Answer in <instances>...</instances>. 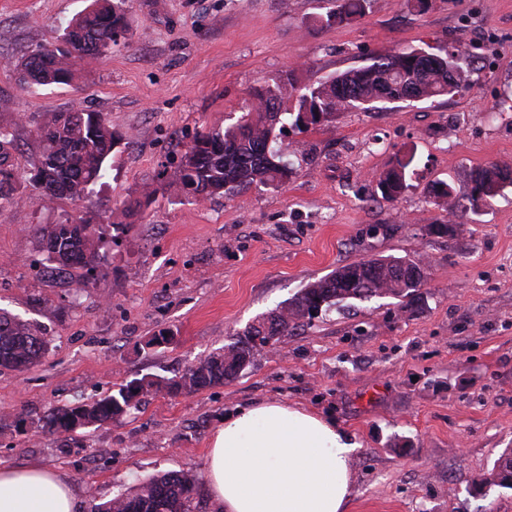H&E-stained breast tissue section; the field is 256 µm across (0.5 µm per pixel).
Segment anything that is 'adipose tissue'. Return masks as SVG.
Listing matches in <instances>:
<instances>
[{"label":"adipose tissue","instance_id":"1","mask_svg":"<svg viewBox=\"0 0 512 512\" xmlns=\"http://www.w3.org/2000/svg\"><path fill=\"white\" fill-rule=\"evenodd\" d=\"M355 441L334 421L284 401L238 410L212 434L206 491L218 512H347ZM62 473L0 468V512H79Z\"/></svg>","mask_w":512,"mask_h":512}]
</instances>
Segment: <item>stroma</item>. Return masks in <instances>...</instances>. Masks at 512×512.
<instances>
[{
  "instance_id": "obj_1",
  "label": "stroma",
  "mask_w": 512,
  "mask_h": 512,
  "mask_svg": "<svg viewBox=\"0 0 512 512\" xmlns=\"http://www.w3.org/2000/svg\"><path fill=\"white\" fill-rule=\"evenodd\" d=\"M90 2L0 0V124L16 125L22 165L36 160L43 115L77 102L118 137L94 200L0 209V308L49 339L41 364L0 371V467L64 472L90 512L153 475L204 480L225 416L280 399L354 436L349 512H512V488L483 495L472 483L512 448V184L453 220L428 194L438 181L465 188L479 167L512 169V111H490L512 88V0H432L423 14L373 0L363 18L330 27L314 19L333 0H133L127 43L73 86L20 87L15 58ZM409 47L456 51L469 88L289 129L286 186L202 204L166 192L195 133L239 117L280 71L305 87ZM409 149L410 189L383 197L377 176ZM147 183L155 195L129 212ZM65 219L88 221L108 243L90 286L42 273L36 230ZM379 257L423 265L418 308L391 296L347 301L260 348L233 382L151 390L74 439L37 437L51 407L179 376L310 283ZM162 330L175 342L149 345Z\"/></svg>"
}]
</instances>
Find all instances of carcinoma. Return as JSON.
I'll return each mask as SVG.
<instances>
[{"label": "carcinoma", "mask_w": 512, "mask_h": 512, "mask_svg": "<svg viewBox=\"0 0 512 512\" xmlns=\"http://www.w3.org/2000/svg\"><path fill=\"white\" fill-rule=\"evenodd\" d=\"M335 8L315 19L320 25L352 22L363 17L371 0H335ZM125 0H92L85 11L70 19L63 34L21 56L14 64L20 86L69 85L76 72L127 39L130 20ZM469 74L457 58L444 50L399 49L375 58L363 68L352 69L316 85L300 89L295 69L289 68L252 94L247 111L224 129L199 133L187 146L174 177L166 184L169 195L201 203L231 190L251 186L281 187L292 169L282 150L281 135L287 125L309 128L330 122L339 112H367L383 102L406 101L409 90L421 99L452 94L468 84ZM39 151L31 194L20 191L24 168L16 158L14 126L0 124V205L38 202L50 205L60 200L82 201L105 175L106 161L115 143L107 119L81 105L66 113L49 112L37 128ZM415 154H397L395 163L378 178L383 195L399 197L407 188L408 168ZM512 179L506 169L491 165L474 171L466 192H448L441 183L431 189L440 205L449 210L459 196L480 190L488 198ZM45 254L46 272L75 275L84 284L91 272L105 262L101 232L88 222L46 224L37 229ZM418 271V277L412 272ZM426 284L423 267L412 260L371 258L354 261L298 292L287 304L249 324L218 352L189 366L177 379L130 382L116 394L75 406L53 408L41 426L42 434L67 438L75 426H100L128 413L138 404L139 394L150 388L170 394L192 392L234 380L244 370V360L272 342H277L312 317L311 311L341 302L395 296L410 303L420 301ZM45 330L34 321L0 309V370L25 371L45 358ZM479 488H512V448L505 449L491 472L478 475ZM196 477L190 470L150 477L132 490L92 506L91 512H194Z\"/></svg>", "instance_id": "1"}]
</instances>
